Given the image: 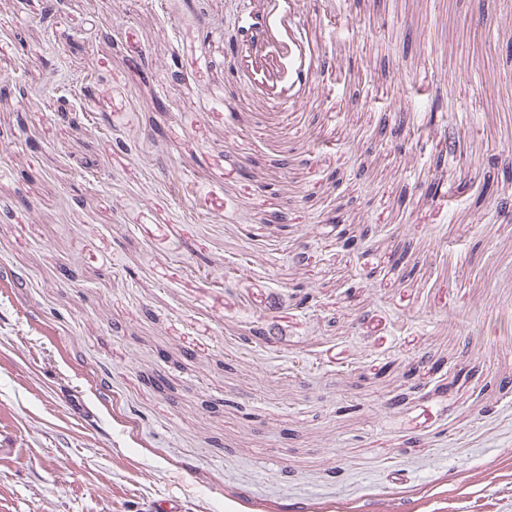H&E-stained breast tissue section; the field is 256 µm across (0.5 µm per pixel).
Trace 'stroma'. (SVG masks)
Here are the masks:
<instances>
[{
    "mask_svg": "<svg viewBox=\"0 0 512 512\" xmlns=\"http://www.w3.org/2000/svg\"><path fill=\"white\" fill-rule=\"evenodd\" d=\"M3 85L0 512H512V0H0Z\"/></svg>",
    "mask_w": 512,
    "mask_h": 512,
    "instance_id": "1",
    "label": "stroma"
}]
</instances>
